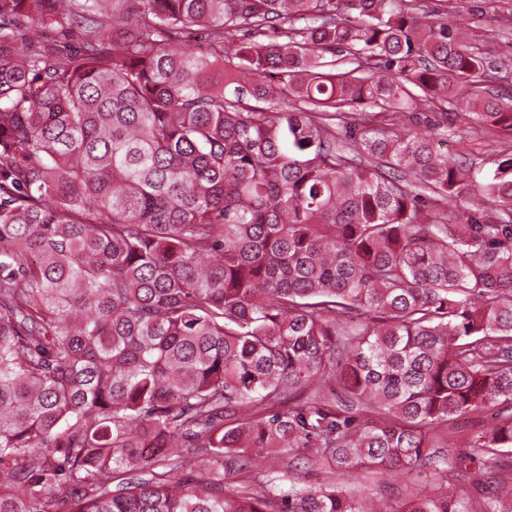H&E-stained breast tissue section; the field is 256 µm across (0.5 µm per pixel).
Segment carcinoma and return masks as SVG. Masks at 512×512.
<instances>
[{
	"mask_svg": "<svg viewBox=\"0 0 512 512\" xmlns=\"http://www.w3.org/2000/svg\"><path fill=\"white\" fill-rule=\"evenodd\" d=\"M500 2L0 0L84 39L0 24V512H512V156L409 124L512 135ZM283 451L438 489L251 470ZM489 142L479 145V143L459 142L458 137H452L448 131V141L444 144V150L448 152V162H454L459 157H467L472 165L477 168L487 170L494 166L496 159L507 158V153L504 155L495 156L491 153V149L495 147L488 146ZM477 420H471L470 417H461L448 420V436H456L457 441L455 445L449 448H444L449 456H455L460 453L466 452L469 448L463 440V436L469 432L476 430L479 426ZM336 481L349 488H364V496L379 497L385 496L394 504L403 500L409 493H427L434 488L429 472L423 470L421 474L417 471L404 473L397 480L387 479L385 476L373 475L362 469L341 471L336 474Z\"/></svg>",
	"mask_w": 512,
	"mask_h": 512,
	"instance_id": "obj_1",
	"label": "carcinoma"
}]
</instances>
